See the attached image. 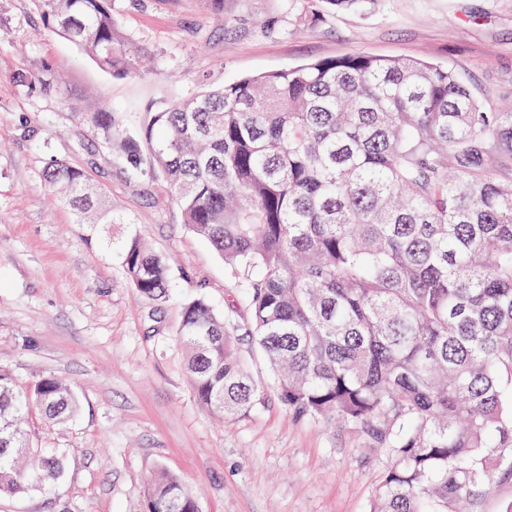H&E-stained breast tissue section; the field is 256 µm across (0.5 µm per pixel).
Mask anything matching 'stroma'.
<instances>
[{
	"instance_id": "stroma-1",
	"label": "stroma",
	"mask_w": 512,
	"mask_h": 512,
	"mask_svg": "<svg viewBox=\"0 0 512 512\" xmlns=\"http://www.w3.org/2000/svg\"><path fill=\"white\" fill-rule=\"evenodd\" d=\"M127 41L152 61L115 77L45 32L35 0H0V368L20 386L46 375L73 388L79 413L30 421L36 447L59 450L47 490L0 497V512H147L157 469L196 495L199 512H370L389 460L344 423L296 416L249 339L239 342L267 398L216 418L198 402L176 332L205 295L227 310L223 259L182 222L166 185L124 162L75 114L112 107L127 131L148 108L249 74L352 53L423 56L454 70L490 108L512 106V0H379L361 12L327 0H112ZM53 67L34 91L19 73ZM83 169L117 224H78L43 180L48 162ZM172 260L168 301L139 294L122 263L125 235ZM502 466L465 512H506Z\"/></svg>"
}]
</instances>
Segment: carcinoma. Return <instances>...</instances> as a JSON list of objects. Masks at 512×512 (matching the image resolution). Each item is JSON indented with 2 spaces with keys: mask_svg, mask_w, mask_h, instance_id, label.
<instances>
[{
  "mask_svg": "<svg viewBox=\"0 0 512 512\" xmlns=\"http://www.w3.org/2000/svg\"><path fill=\"white\" fill-rule=\"evenodd\" d=\"M44 29L104 71H140L112 0H39ZM18 79L49 86L45 72ZM166 183L182 221L224 258L241 324L204 295L177 336L194 393L234 419L265 404L238 336L251 338L299 416L343 422L390 460L372 512H457L512 461V108L486 109L445 66L354 53L262 72L149 110L129 133L104 105L76 113ZM45 182L79 224H122L81 169ZM128 279L167 301L171 266L141 235ZM70 386H20L0 369V494L47 488L63 459L30 451L37 411L64 424ZM148 512H197L154 473Z\"/></svg>",
  "mask_w": 512,
  "mask_h": 512,
  "instance_id": "carcinoma-1",
  "label": "carcinoma"
}]
</instances>
